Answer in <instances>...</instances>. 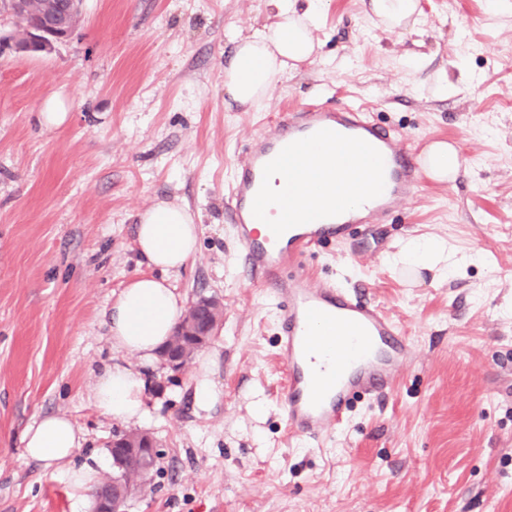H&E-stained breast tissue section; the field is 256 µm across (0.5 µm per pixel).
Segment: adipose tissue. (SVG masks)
Returning a JSON list of instances; mask_svg holds the SVG:
<instances>
[{
	"label": "adipose tissue",
	"mask_w": 512,
	"mask_h": 512,
	"mask_svg": "<svg viewBox=\"0 0 512 512\" xmlns=\"http://www.w3.org/2000/svg\"><path fill=\"white\" fill-rule=\"evenodd\" d=\"M269 15L262 27L249 35L232 34L235 54L224 72V89L238 104L258 108L270 96L275 82L297 64L321 57L313 33L326 11L325 0H267ZM366 15L388 31L414 27L421 14L418 0H366ZM199 228L188 207L158 203L140 216L137 247L147 266L178 272L198 249ZM392 263L400 268L427 269L444 280L456 262L444 241L412 238ZM164 278L143 276L122 290L112 306L109 328L112 343L142 362L153 360L171 336L184 310V299ZM148 382L136 368L107 367L92 387L98 409L111 418L142 419ZM31 459L55 467L73 494L83 498L99 482L100 472L90 466H73L80 435L72 421L53 414L40 418L22 438Z\"/></svg>",
	"instance_id": "adipose-tissue-1"
}]
</instances>
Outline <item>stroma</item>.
Segmentation results:
<instances>
[{
    "label": "stroma",
    "instance_id": "35a3bbf8",
    "mask_svg": "<svg viewBox=\"0 0 512 512\" xmlns=\"http://www.w3.org/2000/svg\"><path fill=\"white\" fill-rule=\"evenodd\" d=\"M417 31L374 27L362 0H328L303 64L248 110L224 90L228 31L267 18L265 0H84L80 21L43 55L0 54V512H88L22 436L47 414L83 441L74 466L113 472L114 434H152L164 456L128 512H512V17L488 0H420ZM428 57L410 71L407 53ZM459 91L440 95L441 74ZM65 121L41 124L48 100ZM316 101L359 105L420 148L455 147L451 182L427 180L386 221L313 250L315 281L354 288L411 336L416 358L392 394L358 403L321 446L289 439L272 301L241 275L224 203L231 171L279 116ZM189 203L197 253L169 281L224 316L186 369L143 365L146 415L102 413L91 387L127 364L108 315L145 274L139 215ZM414 236L445 240L446 281L386 261ZM221 401L196 413L204 354ZM264 402L256 414L255 398Z\"/></svg>",
    "mask_w": 512,
    "mask_h": 512
}]
</instances>
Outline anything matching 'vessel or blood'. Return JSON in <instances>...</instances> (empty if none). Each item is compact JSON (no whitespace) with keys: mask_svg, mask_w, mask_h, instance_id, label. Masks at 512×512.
<instances>
[{"mask_svg":"<svg viewBox=\"0 0 512 512\" xmlns=\"http://www.w3.org/2000/svg\"><path fill=\"white\" fill-rule=\"evenodd\" d=\"M396 141L360 107L312 103L284 114L274 135L252 138L247 161L232 174L225 213L244 251L242 275L277 305L286 428L310 445L334 435L358 399L396 385L414 358L412 342L381 307L336 282L312 281L304 265L315 247L383 220L426 182L419 149L398 148ZM347 156L358 160V177L376 180L373 191L352 209L339 195L323 208L298 203L323 176V160ZM274 169L286 178L292 203L267 198ZM271 209L279 210V223L267 224ZM261 223L267 230L259 236L254 227Z\"/></svg>","mask_w":512,"mask_h":512,"instance_id":"obj_1","label":"vessel or blood"}]
</instances>
